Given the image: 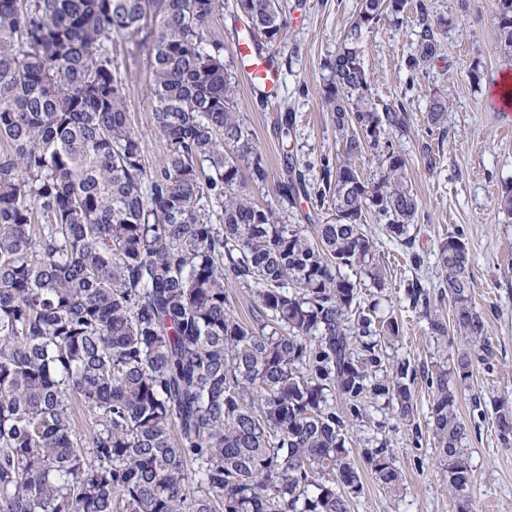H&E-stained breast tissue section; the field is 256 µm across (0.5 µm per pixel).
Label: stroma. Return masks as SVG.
Returning <instances> with one entry per match:
<instances>
[{
	"instance_id": "1",
	"label": "stroma",
	"mask_w": 512,
	"mask_h": 512,
	"mask_svg": "<svg viewBox=\"0 0 512 512\" xmlns=\"http://www.w3.org/2000/svg\"><path fill=\"white\" fill-rule=\"evenodd\" d=\"M431 20H445L443 54L427 73L410 79L404 60L414 49V8H407L402 25L384 19L365 31L361 43L371 94L377 106L405 102L410 120L406 132L393 135L395 147L408 160V181L419 203V216L409 228L421 265H412L404 246L390 242L382 226L368 223L377 251L388 264L389 287L382 292L365 285L361 303H377L378 314H396L403 333L388 357L409 363L417 413L400 423L383 401H369L367 420L355 431L351 455L364 471L363 489L351 512H456L455 500L440 476L434 441L428 430L432 398L425 371L447 353L445 341L428 329L429 317L451 321L450 303L429 313L413 308L405 294L408 282L420 281L438 294L443 271L438 245L448 235L462 234L470 250L473 300L482 313L493 343L488 364L474 374L473 391L485 401L512 403V215L502 212L498 196L512 182V111L492 104L490 94L500 78L512 74V49L498 41L493 0H428ZM360 0H304L288 12L284 41L275 56L287 59L280 73V90L273 101H261L246 82H239L238 109L255 135L270 171L266 186L253 188L258 203L275 209L285 204L277 190L285 176L286 153L310 164L305 174L317 181L321 154L339 147L329 112L319 94L326 75L323 64L335 55L340 35L356 15ZM114 58L128 86L127 104L134 126L145 136L147 156L156 159L160 141L150 132L151 70L146 50L128 37L113 44ZM307 85L300 94L299 85ZM438 93L449 99L445 131H429L427 112ZM296 120L289 135L277 128L281 113ZM470 392H461L459 410L470 426L465 442L473 470L467 493L474 512H512V444L502 441L492 415L474 410ZM388 444L404 475L400 491L382 487L366 469L364 452Z\"/></svg>"
}]
</instances>
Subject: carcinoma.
I'll list each match as a JSON object with an SVG mask.
<instances>
[{"label": "carcinoma", "instance_id": "cac0c4a2", "mask_svg": "<svg viewBox=\"0 0 512 512\" xmlns=\"http://www.w3.org/2000/svg\"><path fill=\"white\" fill-rule=\"evenodd\" d=\"M512 48V0H495ZM407 0H361L320 95L340 157H320L309 187L285 156L289 205L316 197L325 218L287 223L245 189L270 176L237 108L238 76L211 24L224 0H0V512H351L363 488L349 431L369 399L402 421L417 403L407 363L383 365L394 316L365 313L358 268L387 285L368 219L411 244L418 200L390 138L403 103L379 111L359 47ZM247 36L281 44L283 0H235ZM410 75L441 52L443 29L418 0ZM141 35L152 67L147 159L132 124L112 38ZM448 101L430 102L443 129ZM371 153L380 177L355 159ZM441 295L470 349L435 366L427 427L448 488L472 469L458 387L492 355L471 297L470 254L440 242ZM252 290L254 321L234 314L227 279ZM415 307L430 292L407 284ZM357 317L353 323L350 317ZM94 417L88 432L74 405ZM502 439L512 406L494 401ZM390 491L402 471L368 452Z\"/></svg>", "mask_w": 512, "mask_h": 512}]
</instances>
